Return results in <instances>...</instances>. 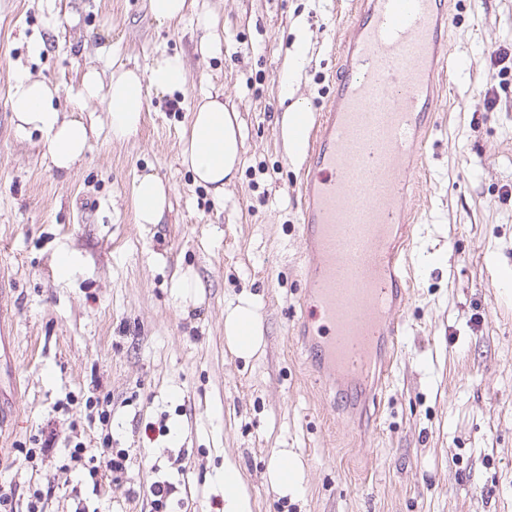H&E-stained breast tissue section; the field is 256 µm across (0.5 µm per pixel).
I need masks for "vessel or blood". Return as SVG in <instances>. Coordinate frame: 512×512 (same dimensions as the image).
Segmentation results:
<instances>
[{
    "label": "vessel or blood",
    "instance_id": "obj_1",
    "mask_svg": "<svg viewBox=\"0 0 512 512\" xmlns=\"http://www.w3.org/2000/svg\"><path fill=\"white\" fill-rule=\"evenodd\" d=\"M449 0H358L333 95L300 114L305 139L300 271L310 298L295 325L326 386L358 381L403 335L415 226L401 201L433 124L448 65Z\"/></svg>",
    "mask_w": 512,
    "mask_h": 512
}]
</instances>
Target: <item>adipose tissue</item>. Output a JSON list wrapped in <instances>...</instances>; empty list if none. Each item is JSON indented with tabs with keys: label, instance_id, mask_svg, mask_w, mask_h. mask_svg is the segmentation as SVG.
<instances>
[{
	"label": "adipose tissue",
	"instance_id": "obj_1",
	"mask_svg": "<svg viewBox=\"0 0 512 512\" xmlns=\"http://www.w3.org/2000/svg\"><path fill=\"white\" fill-rule=\"evenodd\" d=\"M186 82V64L181 54L162 53L146 68L113 65L109 80H102L95 67H87L78 90L81 101L106 102L112 136L124 140L135 135L144 122L149 91L171 93ZM57 90L49 82L26 73L18 74L9 89L13 121L22 131H36L44 138L46 155L61 171L72 168L84 156L91 130L79 119L58 109ZM244 140L237 112L229 110L218 94L202 95L192 109L191 125L183 135L180 161L195 182L223 198L224 184L239 167ZM170 188L152 174L137 177L132 184L135 220L161 223L168 208ZM224 337L233 354L249 358L263 345L261 317L253 300L239 297L224 309ZM302 461L288 449H277L267 465L264 482L277 496L298 494L304 483Z\"/></svg>",
	"mask_w": 512,
	"mask_h": 512
}]
</instances>
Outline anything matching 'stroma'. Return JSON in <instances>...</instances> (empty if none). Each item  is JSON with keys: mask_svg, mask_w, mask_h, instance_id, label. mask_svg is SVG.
<instances>
[{"mask_svg": "<svg viewBox=\"0 0 512 512\" xmlns=\"http://www.w3.org/2000/svg\"><path fill=\"white\" fill-rule=\"evenodd\" d=\"M146 4L0 0V487L50 489L46 512H154L152 488L169 481L178 491L163 512H224L216 475L230 463L253 512H512V282L502 281L512 273V72L493 77L490 64L512 46V0H453L448 44L465 70L443 90L426 168L409 185L419 272L398 357L388 376L332 391L292 333L305 293V159L282 121L298 102L325 109L355 0H198L224 25L220 53L206 59L194 15L161 25ZM164 51L186 57V85L150 93L139 132L113 140L106 103L77 99L85 68L144 67ZM19 73L57 85L60 109L94 123L70 172L51 165L40 133L16 131L8 93ZM207 92L243 122L239 170L220 200L179 158ZM143 172L172 188L165 223L135 221L131 186ZM183 274L193 286L180 292ZM244 293L264 332L249 361L224 341V307ZM90 398L107 402L109 425L90 421ZM44 429L53 456L26 463ZM79 442L127 450V479L62 473ZM278 448L307 466L300 497L264 484Z\"/></svg>", "mask_w": 512, "mask_h": 512, "instance_id": "1", "label": "stroma"}]
</instances>
